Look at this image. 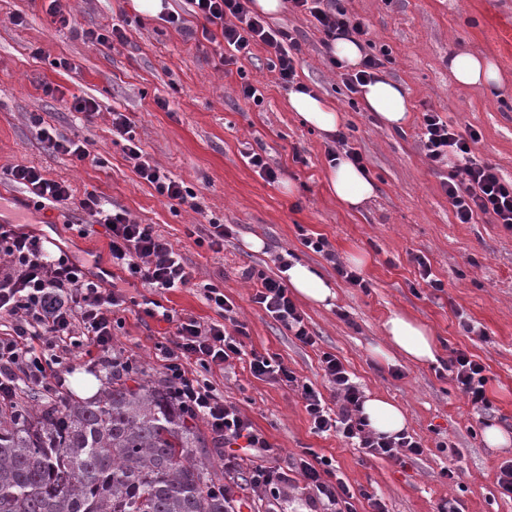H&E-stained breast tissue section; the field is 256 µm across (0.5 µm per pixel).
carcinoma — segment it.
I'll list each match as a JSON object with an SVG mask.
<instances>
[{"label":"carcinoma","instance_id":"cac0c4a2","mask_svg":"<svg viewBox=\"0 0 512 512\" xmlns=\"http://www.w3.org/2000/svg\"><path fill=\"white\" fill-rule=\"evenodd\" d=\"M34 402L0 407V512H228L167 385L114 371L92 401Z\"/></svg>","mask_w":512,"mask_h":512}]
</instances>
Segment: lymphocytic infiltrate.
<instances>
[{
	"label": "lymphocytic infiltrate",
	"instance_id": "obj_1",
	"mask_svg": "<svg viewBox=\"0 0 512 512\" xmlns=\"http://www.w3.org/2000/svg\"><path fill=\"white\" fill-rule=\"evenodd\" d=\"M294 8L310 13L327 41L342 37L361 38L368 30L348 15L340 0H291ZM193 15L203 18L202 36L224 39V64L252 57V48L272 49L284 84L295 82V56L298 41L285 29L271 28L264 18L251 13L250 0H188ZM220 33H213V26ZM476 132L461 133L436 112L422 116L421 142L426 157L434 164H447L450 157L461 161L456 172L444 183L459 223H471L477 214L491 215L496 223L512 230V180L504 179L492 164L477 160L472 146ZM127 154L134 168L161 196L177 204L195 207L194 191L184 187L159 167L143 160L136 144ZM10 181L24 186L33 196L35 207L48 204L85 212L105 227L110 241L112 264L158 290L189 284L191 274L182 254L154 225L132 221L124 210L105 208L92 193L75 198L65 183L47 178L38 168L16 165L8 169ZM255 280L254 303L262 307L296 340L306 346L316 343L304 318L288 293L284 280L246 270ZM205 300L214 305L221 319L232 312L233 304L220 288L205 285ZM124 299L119 290L107 286L103 276L91 275L67 253L51 254L41 239L13 224L0 225V403L14 400L23 390H31L65 402L69 392L61 365L72 349L81 350L92 363L111 370L132 368L133 359H119L112 353V316ZM220 321L207 325L194 317L179 319L172 345L161 347L158 364L173 398L186 412L203 419L224 439V500L230 512H241L236 496L240 482H248L265 496L280 499L290 481L287 473L270 465V445L252 421L235 405L227 403L216 388L199 378V371L231 365L249 356L251 374L297 388L305 410L317 433L336 432L354 441L369 457L403 462L424 452L421 441L409 433L385 437L370 431L359 416L363 392L335 354L321 356L324 375L332 388L331 399L297 375L275 355L246 352L243 326L227 331ZM446 371L457 390L473 409L490 410L486 394L488 379L484 365L465 350H452ZM300 475L307 492L310 512H356V494L342 480L332 481V462L326 458L300 459Z\"/></svg>",
	"mask_w": 512,
	"mask_h": 512
}]
</instances>
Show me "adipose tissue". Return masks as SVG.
<instances>
[{"instance_id":"ef3b65f1","label":"adipose tissue","mask_w":512,"mask_h":512,"mask_svg":"<svg viewBox=\"0 0 512 512\" xmlns=\"http://www.w3.org/2000/svg\"><path fill=\"white\" fill-rule=\"evenodd\" d=\"M448 75L463 87L497 91L504 85L496 64L466 52L449 56ZM361 103L364 111L374 113L383 128L398 130L408 120V95L401 84L389 78L362 86ZM288 105L306 124L328 135L335 133L342 122V115L334 104L310 91L291 90ZM325 182L328 193L349 210L360 209L375 194V185L367 172L342 154L329 163ZM285 276L294 293L307 302L327 306L336 297L331 282L309 264L291 262ZM382 329L386 345L376 350L381 360L391 361L396 353L413 364L436 360L438 348L432 331L410 314L391 312ZM359 415L370 429L381 435L392 436L408 426L403 409L382 396L366 398Z\"/></svg>"}]
</instances>
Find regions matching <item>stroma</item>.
<instances>
[{"label": "stroma", "instance_id": "obj_1", "mask_svg": "<svg viewBox=\"0 0 512 512\" xmlns=\"http://www.w3.org/2000/svg\"><path fill=\"white\" fill-rule=\"evenodd\" d=\"M167 2L184 28L137 13L132 0H62L72 19L66 28L51 23L48 0H0V224L27 225L48 250L61 246L86 268L113 270L103 226L79 211L29 206L28 192L6 171L34 166L70 184L76 197L101 195L132 220L155 225L192 275L186 287L160 293L113 271L125 304L112 347L137 358L146 380H162L156 353L171 345L175 326L146 316L145 301L216 322L220 315L203 296L204 285L212 284L232 302L247 347L278 355L326 397L331 388L320 357L335 354L365 394L404 408L409 433L425 448L402 465L368 457L336 433H315L298 394L255 378L248 360L209 372L225 401L265 435L273 464L289 467L310 452L329 458L338 477L376 495L386 512H436L445 499L456 500L460 512H512V498L497 485L500 466L512 461V445L493 448L483 438L491 426L512 435V230L489 215L458 223L442 189L456 167H435L420 143L423 112H439L455 129L478 131L475 156L512 179V0H344L348 14L366 24L374 50L388 54L385 75L408 94L410 121L397 132L383 129L343 86L314 18L287 7L270 19L271 27L288 30L300 43L298 82L336 105L349 146L364 158L376 192L356 211L329 195L324 171L334 142L289 108V90L272 68L271 53L259 46L252 58L223 65V40L202 38V22L186 0ZM115 23L124 26L127 39L112 49L83 36ZM458 52L493 61L507 86L491 94L451 82L448 56ZM61 57L70 69L54 67ZM246 84L259 90V100L243 97ZM48 85L56 96L45 94ZM76 96L94 98L98 111L86 118L67 110L66 101ZM116 112L129 118L143 158L192 189L198 209L167 200L139 177L126 141L112 132ZM34 113L56 134L91 142L95 161L45 151L30 122ZM249 151L266 158L277 182H267L248 164ZM211 220L232 229L218 253L195 242L200 225ZM305 231L327 238L335 260L307 249ZM251 237L263 240L262 251L249 249ZM286 254L317 267L337 293L328 308L298 305L317 339L312 347L253 302L255 284L243 274L251 268L278 275ZM354 255L365 258L360 270L367 289L350 287L334 268ZM421 257L443 290L423 284ZM395 310L431 329L437 362L395 368L374 358V348L384 342L382 323ZM463 318L476 333L461 329ZM455 349L485 365L490 414L473 410L444 370ZM449 468L456 470L455 480L444 477Z\"/></svg>", "mask_w": 512, "mask_h": 512}]
</instances>
